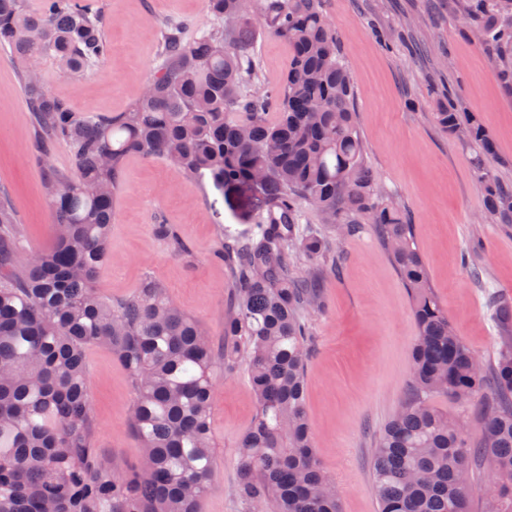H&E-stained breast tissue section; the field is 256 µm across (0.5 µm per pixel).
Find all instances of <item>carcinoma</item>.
Returning a JSON list of instances; mask_svg holds the SVG:
<instances>
[{"label": "carcinoma", "instance_id": "cac0c4a2", "mask_svg": "<svg viewBox=\"0 0 512 512\" xmlns=\"http://www.w3.org/2000/svg\"><path fill=\"white\" fill-rule=\"evenodd\" d=\"M207 10L211 24L191 42L186 24L166 26L162 63L127 111L83 114L47 90L37 62L51 56L69 73L102 63L109 44L99 12L85 0H41L35 11L26 0H0V51L17 66L37 127L35 159L54 217L51 247L18 270L2 255L21 248L23 234L0 200V512H199L214 474V370L233 373L242 362L257 399L238 442L248 512H340L316 462L305 388V312L326 307L318 282L337 272L339 256L332 239L301 223L305 204L343 235L372 225L413 302L410 389L374 454L378 512H470L471 476L482 468L497 477L490 512H512V328L485 368L455 333L412 225L366 166L354 83L325 0H207ZM464 18V34L494 47L512 89V0H465ZM258 27L290 51L281 82L262 92L250 89L256 60L246 48ZM435 118L475 145L487 214L512 219V187L486 167L495 148L479 120L452 97ZM57 146L68 151L66 171L52 163ZM134 156L161 158L220 192L264 176L257 224L221 230L233 302L219 360L202 322L152 279L113 302L97 292ZM153 231L175 255L192 257L171 225ZM94 344L118 354L136 391L130 422L145 455L124 477L94 446L84 364ZM441 395L482 405L477 448L432 407Z\"/></svg>", "mask_w": 512, "mask_h": 512}]
</instances>
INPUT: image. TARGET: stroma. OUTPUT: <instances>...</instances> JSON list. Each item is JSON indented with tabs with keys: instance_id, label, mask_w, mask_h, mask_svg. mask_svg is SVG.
Masks as SVG:
<instances>
[{
	"instance_id": "stroma-1",
	"label": "stroma",
	"mask_w": 512,
	"mask_h": 512,
	"mask_svg": "<svg viewBox=\"0 0 512 512\" xmlns=\"http://www.w3.org/2000/svg\"><path fill=\"white\" fill-rule=\"evenodd\" d=\"M101 10L110 43L105 62L84 74L63 72L53 58L39 64L53 95L76 112H124L141 96L160 62L162 34L179 19L208 25L205 0H90ZM464 0H327L367 162L413 226L435 294L458 335L481 362L493 360L501 328L485 284L512 306V224L488 221L484 197L461 137L435 121L444 91L474 113L496 145L492 175L512 186V92L499 77L492 47L460 33ZM257 88L288 70L285 42L256 31ZM34 125L14 64L0 53V195L26 234L24 250L51 246L53 221L44 176L33 158ZM209 181L192 179L161 159L128 160L114 207L108 258L96 286L107 299L132 295L151 275L187 314L206 326L212 347L224 345L232 289L217 257L218 225L248 231L264 193L246 186L221 203ZM171 224L194 252L175 256L153 232L156 217ZM339 275L323 283L324 311L311 315L315 343L306 367L307 413L318 462L333 481L341 512H377L372 482L374 441L397 412L411 380L416 334L412 300L387 249L372 229L337 241ZM93 400L95 446L116 475L145 454L129 415L135 389L108 348L85 351ZM256 396L246 367L218 375L211 416L215 475L200 512H242L238 441L250 427Z\"/></svg>"
}]
</instances>
